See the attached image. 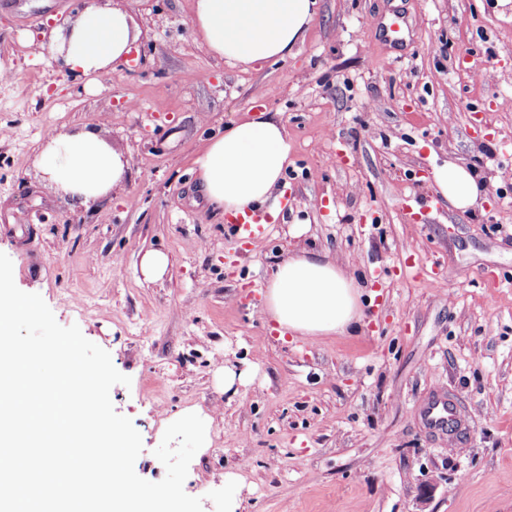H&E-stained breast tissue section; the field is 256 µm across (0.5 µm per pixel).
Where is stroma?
Listing matches in <instances>:
<instances>
[{
  "label": "stroma",
  "instance_id": "1",
  "mask_svg": "<svg viewBox=\"0 0 512 512\" xmlns=\"http://www.w3.org/2000/svg\"><path fill=\"white\" fill-rule=\"evenodd\" d=\"M116 2L141 35L93 90L45 49L82 0H0V252L20 290L130 377L110 396L141 435L137 475L164 478L154 451L169 417L192 410L213 417L184 483L203 512L226 471L245 480L240 512H512V0H318L294 55L248 70L194 40L190 0ZM468 54L476 65L460 66ZM262 112L286 124L295 204L240 253L190 169L207 137ZM83 125L129 162L90 210L36 166L51 132ZM451 161L476 174L481 207L437 199L434 172ZM410 195L435 205L405 210ZM370 206L382 221L364 232ZM304 245L382 293L358 334L269 333L267 270ZM151 248L171 268L148 284L138 265ZM409 257L440 266L443 287L398 274ZM374 266L388 276L373 281ZM223 365L249 369L247 383L225 390ZM439 387L472 420L456 444L419 420Z\"/></svg>",
  "mask_w": 512,
  "mask_h": 512
}]
</instances>
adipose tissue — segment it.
<instances>
[{"instance_id":"adipose-tissue-1","label":"adipose tissue","mask_w":512,"mask_h":512,"mask_svg":"<svg viewBox=\"0 0 512 512\" xmlns=\"http://www.w3.org/2000/svg\"><path fill=\"white\" fill-rule=\"evenodd\" d=\"M316 0H192L195 40L230 64L252 67L291 55L303 43ZM140 36L133 17L105 0H84L49 44L77 79H104ZM288 133L280 120L257 115L209 137L192 172L209 205L232 217L267 206L279 215L280 186L288 167ZM43 180L72 208L103 201L127 177L128 162L89 126L51 133L37 156ZM454 209L475 208L484 196L476 175L451 162L435 174ZM361 287L328 254L295 248L277 258L265 281L261 312L280 334L309 339L349 336L363 324Z\"/></svg>"}]
</instances>
